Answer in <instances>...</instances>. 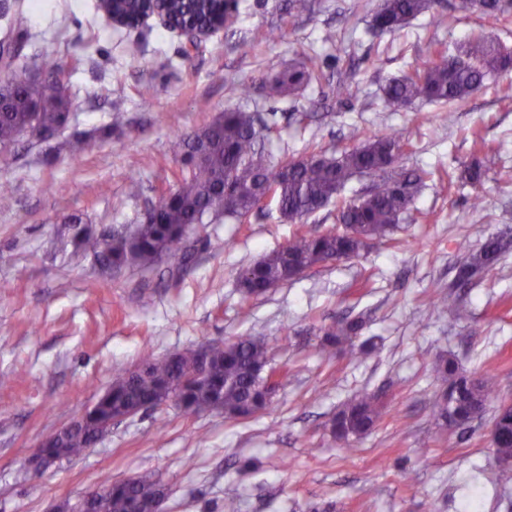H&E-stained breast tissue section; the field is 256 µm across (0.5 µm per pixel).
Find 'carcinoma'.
Here are the masks:
<instances>
[{"instance_id":"carcinoma-1","label":"carcinoma","mask_w":512,"mask_h":512,"mask_svg":"<svg viewBox=\"0 0 512 512\" xmlns=\"http://www.w3.org/2000/svg\"><path fill=\"white\" fill-rule=\"evenodd\" d=\"M432 0H381L373 25L388 33L401 29L412 18L428 11ZM482 0H459L462 11L480 12L491 24L512 14L495 5L481 7ZM171 9L186 19L218 18L222 10L238 16L239 0H171ZM512 68V51L478 32L471 41L450 54L435 51V58L417 65L383 88L387 106L407 109L418 101L443 106L462 102L479 91L485 81ZM40 70L54 79L56 87L32 84L24 79L0 84V146L14 144L27 131L35 138L52 134L66 121L70 101L65 71L52 55L43 58ZM320 81L315 66L292 65L261 78V88L270 97L295 95L312 82ZM269 127L258 125L257 117L241 109H227L224 117L185 136L178 143L190 162L188 172L168 190L164 206L149 222L142 221L110 237L97 236L70 216L65 220L72 242L91 252L103 266L150 268L162 258L175 255L185 229L205 224L222 214L240 223L260 207L265 189L272 190L280 215L299 222L325 202L336 199L346 184L361 172L378 177L377 192L357 200L353 196L338 211L336 228L320 234H296L280 249L243 268L238 275L244 299L263 295L274 280L288 281L303 271L331 260L355 257L367 242L393 230L413 205L415 196L430 173H416L398 165L408 144L396 135L356 138V143L336 155L312 151L280 160L273 165L262 149ZM512 247L506 236H489L469 254L459 269L464 283L494 267ZM434 306L456 319L467 310L451 295L437 297ZM361 319L338 321L322 328V356L330 359L336 346L361 334ZM269 347L257 337L241 336L213 345L208 360L201 364L194 352H174L163 358L143 355L139 365L120 373L97 400L83 422L67 429L44 451L58 458H75L91 445L98 426L108 424L129 409L175 401L186 412L222 410L237 418L265 409L274 392L266 388ZM434 371L448 379V392L435 405L439 420L460 426L478 415L493 393L486 380L457 374L453 361L442 359ZM380 404L370 393L360 394L342 405L332 419L336 440L348 444L369 433L380 418ZM493 456L512 460V406L499 409L494 421ZM164 486L151 472H143L132 486L115 484L98 501V512H153L164 502Z\"/></svg>"}]
</instances>
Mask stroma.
<instances>
[{"label": "stroma", "instance_id": "1", "mask_svg": "<svg viewBox=\"0 0 512 512\" xmlns=\"http://www.w3.org/2000/svg\"><path fill=\"white\" fill-rule=\"evenodd\" d=\"M379 3L313 0L311 12L292 16L288 0H241L236 22L186 59L185 36L155 18L128 32L113 29L96 0H0V41L20 42L15 70L35 72L43 55L56 56L70 98L55 134L0 153V183L14 189L12 209L0 210V512H49L145 471L166 487V512H224L228 498L238 512H464L476 484L481 512H512V479H500L491 442L498 406L512 403V250L468 286L455 285L486 236H512V70L489 78L449 122L436 103L386 107L388 79L436 48L467 44L482 20L457 0H435L402 30L382 34L371 27ZM329 30L335 43L324 40ZM308 59L321 83L297 96L262 94L261 75ZM143 84L155 88L147 102L137 94ZM229 107L274 126L264 142L272 160L339 152L355 131L394 133L408 144L402 165L433 178L393 234L247 302L239 271L299 227L272 205L245 224L219 214L193 225L183 240L192 258L182 267L167 259L112 272L75 249L67 216L97 233L138 223L188 170L179 139ZM77 137L86 151L75 159L67 144ZM476 159L487 168L480 188L446 185ZM450 290L466 319L431 306ZM357 316L373 350L346 343L324 359L320 326ZM231 336L267 341L269 365L281 374L269 410L229 419L170 402L114 422L80 458L41 475L27 469L42 440L143 353ZM441 358L495 390L467 429L436 418L433 401L448 389L433 370ZM363 391L378 396L381 419L340 447L330 420Z\"/></svg>", "mask_w": 512, "mask_h": 512}]
</instances>
